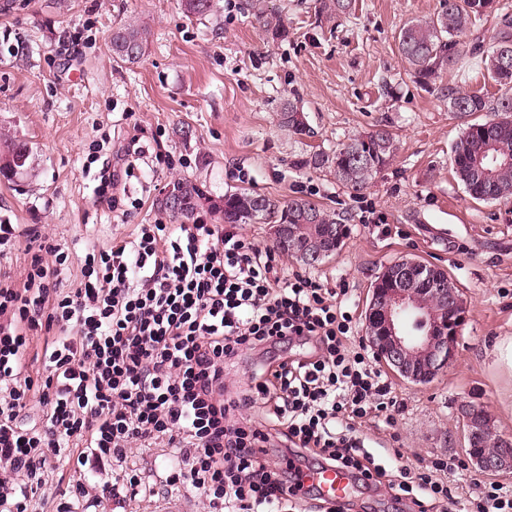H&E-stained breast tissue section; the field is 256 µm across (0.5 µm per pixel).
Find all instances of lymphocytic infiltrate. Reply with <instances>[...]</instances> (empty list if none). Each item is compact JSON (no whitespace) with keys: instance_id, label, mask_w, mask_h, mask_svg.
Segmentation results:
<instances>
[{"instance_id":"f902f5d3","label":"lymphocytic infiltrate","mask_w":512,"mask_h":512,"mask_svg":"<svg viewBox=\"0 0 512 512\" xmlns=\"http://www.w3.org/2000/svg\"><path fill=\"white\" fill-rule=\"evenodd\" d=\"M134 163L104 161L95 205L117 212ZM24 247L19 273L0 271V512H35L54 469L112 467L113 489L143 490L132 452L169 460V491L195 493L201 512H296L310 468L337 467L367 486L383 471L353 437L372 412L393 421L385 371L356 342L346 289L282 259L237 225L156 221L85 255L76 286L69 252L46 224H0V259ZM312 344L288 358L276 348ZM264 359L241 386L243 352ZM273 419L252 416L257 404ZM282 449L272 462L270 449ZM436 455L402 467L389 488L418 512H454Z\"/></svg>"}]
</instances>
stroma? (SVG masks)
Segmentation results:
<instances>
[{
  "label": "stroma",
  "mask_w": 512,
  "mask_h": 512,
  "mask_svg": "<svg viewBox=\"0 0 512 512\" xmlns=\"http://www.w3.org/2000/svg\"><path fill=\"white\" fill-rule=\"evenodd\" d=\"M266 5L284 17L285 39H264L249 0H217V14L202 19L186 15L181 0H0V148L29 150L22 173L0 176V224L51 225L71 252L63 273L71 285L89 246L170 221L160 201L172 182L189 180L216 201L249 188L339 213L349 229L342 248L309 271L347 288L355 321L389 264L413 258L443 269L466 303L456 361L426 385L393 378L395 428L371 421L356 435L390 473L437 454L462 460L448 483L458 512H469L487 482L512 492V473L490 476L466 462L458 413L463 401L483 405L497 434L512 436V372L494 353L512 339V202L468 195L451 165L465 122L413 82L398 51L400 28L437 13L442 0H354L332 21L319 17L317 0ZM127 21L148 28L135 63L112 54V33ZM440 82L492 100L501 93L475 55ZM288 99L303 108L311 136L278 128ZM378 125L395 134L397 151L362 193L307 165L313 151ZM105 132L118 155L140 138L135 174L124 181L139 205L125 215L92 200L94 145ZM159 151L173 168L155 163ZM72 475L69 467L53 473L41 512L62 501L75 512H156L165 502L160 494L78 500Z\"/></svg>",
  "instance_id": "35a3bbf8"
}]
</instances>
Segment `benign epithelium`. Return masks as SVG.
<instances>
[{
  "instance_id": "1",
  "label": "benign epithelium",
  "mask_w": 512,
  "mask_h": 512,
  "mask_svg": "<svg viewBox=\"0 0 512 512\" xmlns=\"http://www.w3.org/2000/svg\"><path fill=\"white\" fill-rule=\"evenodd\" d=\"M387 288H375L365 312L366 340L377 359L396 376L426 384L455 360L456 344L466 320V307L452 288H415L409 265L397 261L385 270ZM465 450L481 473L512 472V438L498 436V447L480 449L493 434L482 407L464 402Z\"/></svg>"
}]
</instances>
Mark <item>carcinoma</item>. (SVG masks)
I'll use <instances>...</instances> for the list:
<instances>
[{
  "mask_svg": "<svg viewBox=\"0 0 512 512\" xmlns=\"http://www.w3.org/2000/svg\"><path fill=\"white\" fill-rule=\"evenodd\" d=\"M188 13L198 17L214 14V0H183ZM251 7L265 34L272 40L286 36L281 17L269 13L263 0H252ZM352 0H318L319 15L333 19L347 14ZM485 15L483 0H445L443 9L427 19L405 23L398 33V49L409 66L414 82L434 92L454 116L464 118L476 112L488 113L482 122L466 124L452 150V165L466 192L475 200H512V22L499 28L484 61L488 74L505 88L494 102L484 94L461 86L439 83L441 74L456 67L462 55L475 54L462 35L473 21ZM146 27L127 23L112 33V54L121 61L135 62L145 54ZM278 126L291 137L310 132L306 114L296 103L285 102L278 112ZM395 150L394 137L384 128L349 139L335 150L313 152L306 164L334 175L353 194L361 193L389 164ZM29 151L23 144L10 143L0 150V175H16L24 170ZM161 207L182 224H189L203 210L221 215L226 224H293L297 236L290 246L275 245L279 251L298 260L311 249L337 250L346 237L343 219L316 203L301 197L286 202L249 189L224 194L222 203L211 201L196 183L178 180L160 201ZM337 235V246L324 239L327 231Z\"/></svg>",
  "mask_w": 512,
  "mask_h": 512,
  "instance_id": "obj_1",
  "label": "carcinoma"
}]
</instances>
